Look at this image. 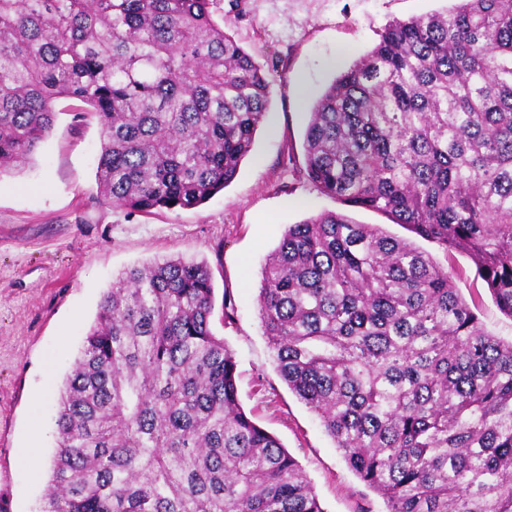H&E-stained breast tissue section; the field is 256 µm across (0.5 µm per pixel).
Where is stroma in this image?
Returning a JSON list of instances; mask_svg holds the SVG:
<instances>
[{"label":"stroma","instance_id":"1","mask_svg":"<svg viewBox=\"0 0 512 512\" xmlns=\"http://www.w3.org/2000/svg\"><path fill=\"white\" fill-rule=\"evenodd\" d=\"M454 0H221L214 19L272 80L251 153L223 191L192 209L145 215L100 201L95 119L55 102L31 165L0 175V512H39L55 448L52 406L98 305L122 270L183 255L206 262L234 314L213 330L233 351L243 409L298 460L323 512H386L320 419L281 379L257 302L267 255L288 225L323 212L415 240L452 273L487 331L512 338L470 257L415 238L383 214L322 194L307 178L303 135L314 102L396 20Z\"/></svg>","mask_w":512,"mask_h":512}]
</instances>
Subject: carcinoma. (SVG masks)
<instances>
[{"instance_id":"cac0c4a2","label":"carcinoma","mask_w":512,"mask_h":512,"mask_svg":"<svg viewBox=\"0 0 512 512\" xmlns=\"http://www.w3.org/2000/svg\"><path fill=\"white\" fill-rule=\"evenodd\" d=\"M220 0H0V174L61 98L100 126V199L150 213L224 190L268 110V73ZM308 180L471 255L512 318V0L396 20L314 103ZM277 370L387 512H512V339L448 270L374 224L288 225L258 295ZM203 261L123 270L55 402L40 512H322L243 410Z\"/></svg>"}]
</instances>
